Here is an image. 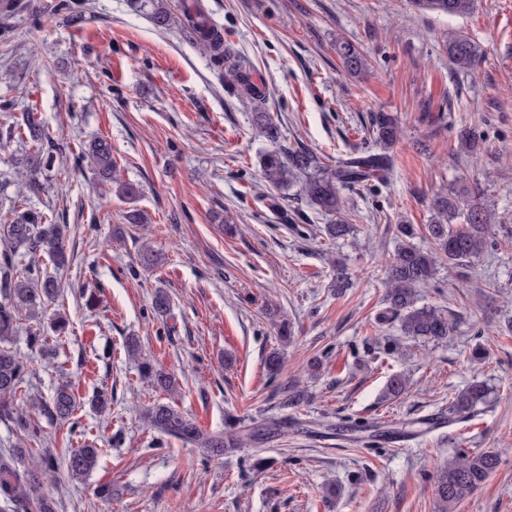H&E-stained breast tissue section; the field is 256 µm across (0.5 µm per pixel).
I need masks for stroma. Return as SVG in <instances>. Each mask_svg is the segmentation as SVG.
<instances>
[{
    "label": "stroma",
    "instance_id": "1",
    "mask_svg": "<svg viewBox=\"0 0 512 512\" xmlns=\"http://www.w3.org/2000/svg\"><path fill=\"white\" fill-rule=\"evenodd\" d=\"M14 7L0 27V126L30 111L48 137L0 140V224L24 207L66 226L68 263L18 253V267L40 266L61 284L57 300L19 313L14 347L29 373L13 406L42 430L34 458L52 454L47 482L58 512H438L431 475L457 452L494 450L499 468L455 512H512V0H477L451 17L416 11L410 0H199L228 46L264 83L244 105L224 86L185 27V0L156 28L127 0H0ZM83 15L67 27L61 4ZM485 51L474 69L448 60L449 30ZM368 60L347 75L337 39ZM270 113L282 146L308 149L335 164L372 150V113L398 121L385 182L342 190L343 212H321L297 188L266 186L259 165L271 144L253 123ZM473 134L477 154L458 143ZM98 137L112 144L123 180L139 193L119 197L98 183L83 153ZM64 147L63 165L25 184L27 156ZM480 183L498 221L477 258L443 265L418 303L444 310L447 341L402 337L378 326L387 288L385 261L413 225L415 244L433 217L436 193ZM278 195L281 211L266 199ZM141 211L145 226L128 224ZM301 210L290 224L283 211ZM348 218L350 236L331 240L325 225ZM151 243L159 263L140 261ZM350 278L336 290V270ZM171 299L166 319L151 302ZM275 306L295 326L282 343L265 314ZM61 313L64 334L50 328ZM44 341L33 345L31 332ZM138 337L155 364L176 375L169 396L143 382L128 357ZM399 341L387 350L388 339ZM284 354L276 377L264 368ZM409 386L386 400L389 376ZM489 396L465 421L428 428L473 380ZM75 388L72 421L49 420L33 399L49 401L62 383ZM107 389L103 413L89 401ZM304 401L287 407V390ZM171 403L200 427L218 431L279 423L263 444L223 458L182 444L143 420ZM100 448L92 475L73 479L64 457L86 442ZM108 484L110 497L97 488Z\"/></svg>",
    "mask_w": 512,
    "mask_h": 512
}]
</instances>
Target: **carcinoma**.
<instances>
[{
    "label": "carcinoma",
    "instance_id": "1",
    "mask_svg": "<svg viewBox=\"0 0 512 512\" xmlns=\"http://www.w3.org/2000/svg\"><path fill=\"white\" fill-rule=\"evenodd\" d=\"M422 10H433L450 16H463L473 12L475 0H412ZM133 6L147 11L152 23L165 28L171 21L168 0H134ZM183 12L194 38L212 64L226 68V87L238 95L257 101L262 89L254 81V71L239 64L236 56L224 45L221 28L212 24L197 4L183 5ZM448 61L457 69H472L483 57L482 47L468 36L448 32L446 45ZM336 53L344 71L356 76L366 67L363 54L352 44L343 41ZM260 133L275 148L261 155V166L266 181L279 189H289L296 179H302L300 196L319 210L338 214L342 201L340 190L345 187L387 178L393 159L386 153H363L331 166L307 149H290L280 145V130L265 112L256 115ZM26 127L29 138L40 143L45 138L39 120L32 112L22 114L16 125L0 128V139L10 138L15 128ZM374 142L383 148L391 147L398 139L395 120L386 112H374L370 118ZM91 168L104 181L116 184L120 196H132L135 188L118 182L112 159V144L105 139L95 141L89 149ZM433 221L425 226L431 248L424 249L408 241L412 229L402 224L399 233L405 237L393 259L387 262L389 288L383 300L384 308L378 313L381 323L399 322L403 335L431 342H443L451 334L452 325L442 310L416 306L417 288L431 282L439 266L445 262L460 264L481 254L489 243V225L496 223L495 212L485 199L479 184L462 191L451 190L436 197L433 203ZM0 234L7 240L0 250V401L16 395L28 374V368L16 351L12 350V337L17 332L18 314L22 309H33L59 292L58 282L41 273L30 264L23 269L15 265L19 250L28 253L43 252L56 264L65 262L64 226L45 223L41 212L27 211L13 224L0 225ZM129 355L138 361L142 378L164 392H177L176 379L154 368L150 358L143 355L137 341L126 342ZM488 389L482 382H473L458 393L448 407V413L460 418L474 415L477 406L486 401ZM39 406L52 420L72 418L77 400L67 384L61 385L48 402ZM0 413L13 420L29 441H41L40 428L25 417L13 412L8 404H0ZM145 418L149 425L166 436L174 437L186 445L207 448L215 456L226 448H239L250 441L259 444L276 433L275 425H260L245 429L231 421L224 430L209 432L184 416L173 406L158 403L148 409ZM30 455L28 448H11L0 453V512H55V501L45 490V479L55 468L56 459L44 455L37 466H25ZM100 449L93 442H85L72 449L66 466L71 475L80 478L91 473L99 461ZM499 455L493 451H480L457 457L437 468L434 479L439 512H454L467 495L476 491L498 467Z\"/></svg>",
    "mask_w": 512,
    "mask_h": 512
}]
</instances>
